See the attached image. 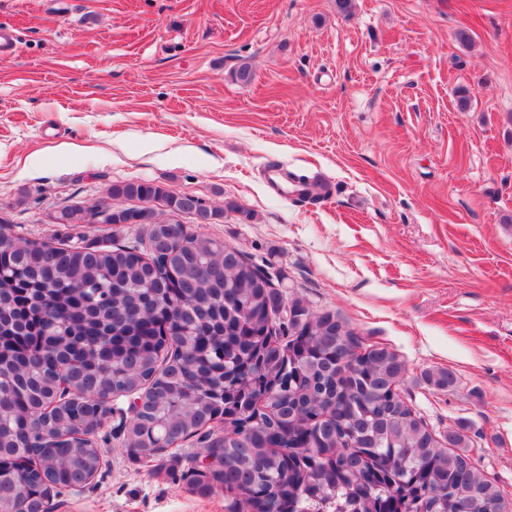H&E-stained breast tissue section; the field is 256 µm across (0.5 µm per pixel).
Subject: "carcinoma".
I'll return each instance as SVG.
<instances>
[{"label": "carcinoma", "instance_id": "1", "mask_svg": "<svg viewBox=\"0 0 512 512\" xmlns=\"http://www.w3.org/2000/svg\"><path fill=\"white\" fill-rule=\"evenodd\" d=\"M65 206L59 224H147L146 250L66 247L4 235L0 245V509L66 490L97 469L107 397L144 396L128 448L198 435L221 457L192 490L228 512H504L503 496L403 401L405 364L344 329L331 311L283 303L237 248L183 213L224 215L146 181ZM118 199L157 200L167 217ZM433 372L438 389L456 384ZM65 382L73 391L55 404Z\"/></svg>", "mask_w": 512, "mask_h": 512}]
</instances>
